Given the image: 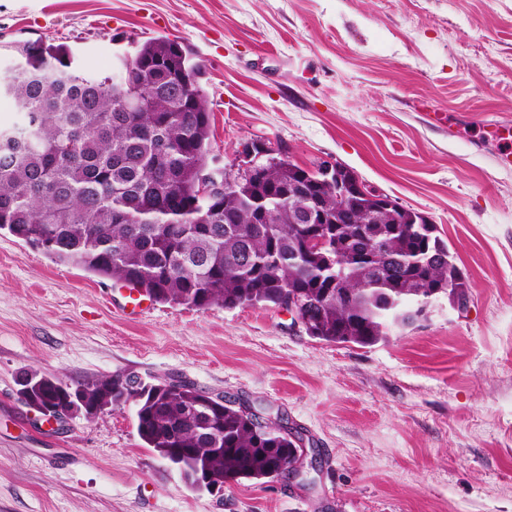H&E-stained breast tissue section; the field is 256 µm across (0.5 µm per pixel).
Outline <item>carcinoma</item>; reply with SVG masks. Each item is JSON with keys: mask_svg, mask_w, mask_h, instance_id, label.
Returning <instances> with one entry per match:
<instances>
[{"mask_svg": "<svg viewBox=\"0 0 512 512\" xmlns=\"http://www.w3.org/2000/svg\"><path fill=\"white\" fill-rule=\"evenodd\" d=\"M15 66L0 79L24 117L23 131L0 142V230L53 259L142 288L172 306L273 304L290 289L317 301L310 337L372 346L388 336V298L448 292L459 268L433 225L406 208L368 223L364 194L336 208V194L297 178L299 166H272L264 180L220 196L199 195L209 166L208 103L200 64L165 37L137 45L136 62L112 75L85 71L64 45L15 42ZM153 72L164 82L153 84ZM321 195L323 228L346 246L337 257L304 245L291 222L299 195ZM258 210L270 222L254 224ZM350 294L336 299V278ZM26 403L49 409L81 399L136 406L145 447L195 487L204 480L280 478L294 442L276 423L189 383H145L131 375L94 382L24 375ZM198 404L199 424L184 410ZM173 448H194L178 458ZM220 452H214V449Z\"/></svg>", "mask_w": 512, "mask_h": 512, "instance_id": "1", "label": "carcinoma"}]
</instances>
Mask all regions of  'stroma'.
Masks as SVG:
<instances>
[{"label": "stroma", "instance_id": "35a3bbf8", "mask_svg": "<svg viewBox=\"0 0 512 512\" xmlns=\"http://www.w3.org/2000/svg\"><path fill=\"white\" fill-rule=\"evenodd\" d=\"M166 37L203 65L212 155L253 141L338 162L425 215L466 275L373 346L329 344L276 306L145 301L0 230V512H512V170L482 128L512 120V0H0L4 44L71 48L112 73ZM30 371L186 382L278 416L315 449L313 484L195 489L144 448L135 408L47 419Z\"/></svg>", "mask_w": 512, "mask_h": 512}]
</instances>
